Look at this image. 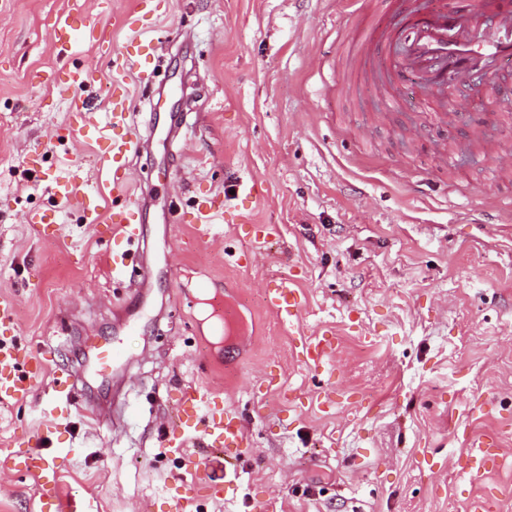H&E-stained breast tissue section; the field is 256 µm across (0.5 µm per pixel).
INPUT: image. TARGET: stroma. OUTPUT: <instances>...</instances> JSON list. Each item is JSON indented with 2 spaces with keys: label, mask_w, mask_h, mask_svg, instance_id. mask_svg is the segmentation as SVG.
Returning a JSON list of instances; mask_svg holds the SVG:
<instances>
[{
  "label": "stroma",
  "mask_w": 512,
  "mask_h": 512,
  "mask_svg": "<svg viewBox=\"0 0 512 512\" xmlns=\"http://www.w3.org/2000/svg\"><path fill=\"white\" fill-rule=\"evenodd\" d=\"M397 7L345 0H162L141 34L158 45L147 78L127 60L137 0H0V295L16 334L50 369L81 371L79 398L45 412L47 383L0 402V460L49 437L62 449L58 495L88 512H173L194 494V469L160 439L192 385L239 412L250 439L224 501L198 512H462L482 497L512 512V66L449 90L446 121L420 92L375 86L363 33L405 28ZM102 25L104 40L58 53L57 15ZM94 74L83 96L106 122L107 92L129 90L153 134L128 190L141 199L142 289L113 280L109 247L74 208L44 236L26 214L51 208L48 187L81 166L82 191L109 216L121 194L96 165L94 141L58 142L64 67ZM478 86V87H479ZM423 127L422 141L410 135ZM446 150L448 166L433 154ZM253 182L251 198L238 194ZM221 196L209 242L174 207ZM263 224L257 241L243 226ZM288 275L301 302L292 324L263 286ZM233 321L214 337L206 298ZM138 319L129 333L125 321ZM333 333L334 377L301 360L302 340ZM121 342L126 366L87 370L92 345ZM337 403L327 406V395ZM495 441L481 480L465 436ZM0 512H43L36 478L0 469Z\"/></svg>",
  "instance_id": "1"
}]
</instances>
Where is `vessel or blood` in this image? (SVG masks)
<instances>
[{"label":"vessel or blood","mask_w":512,"mask_h":512,"mask_svg":"<svg viewBox=\"0 0 512 512\" xmlns=\"http://www.w3.org/2000/svg\"><path fill=\"white\" fill-rule=\"evenodd\" d=\"M412 37L407 53L393 52V45L402 35L396 30H376L370 33L369 56L371 74L378 85L398 80L404 74L420 76V90L429 102L446 104L448 89L460 84L471 71L494 64H512V0H479L470 6L468 0H422L409 17ZM98 36L94 23L60 16L54 24V41L58 48L79 40H93ZM158 47L153 39L132 42L128 61L138 70L147 69L155 60ZM69 110L79 117L77 125L68 126V133L83 132L85 136L104 139L105 147L98 155V164L104 168L112 186L121 189L129 181L130 165L137 157L142 138L139 127L130 118L126 92L114 88L110 94V112L107 125H100L90 113L85 101L71 98ZM81 169L69 176L52 180L50 190L59 205H75L81 223L100 221L94 196L80 193ZM179 223L195 228L199 241L212 234V209L197 208L178 214ZM111 223L120 225L122 240L110 252L113 278L125 277L130 261L140 248V205L136 198L126 199L123 206L114 209ZM265 298L268 309L284 323L292 322L300 306L287 277L278 275L267 280ZM15 302L0 296V401L20 402L30 396L37 380L45 374L43 362L29 356L22 343L14 337ZM335 348L333 338L320 336L306 343L302 355L306 365L322 368L329 352ZM125 355L117 343H108L92 349L95 372L105 375L122 366ZM78 376L75 372L56 374L51 384L50 400L72 401L76 396ZM179 421L174 430L166 432L162 444L169 455L186 459V450L196 435H204L212 447L221 449L227 458L243 454L249 441L239 415L225 409L222 400L189 386L183 388L178 399ZM58 453L28 449L23 467L35 473L41 490L47 497H55ZM488 463V452L483 442L470 441L467 453L468 472L479 477Z\"/></svg>","instance_id":"b4317fda"}]
</instances>
